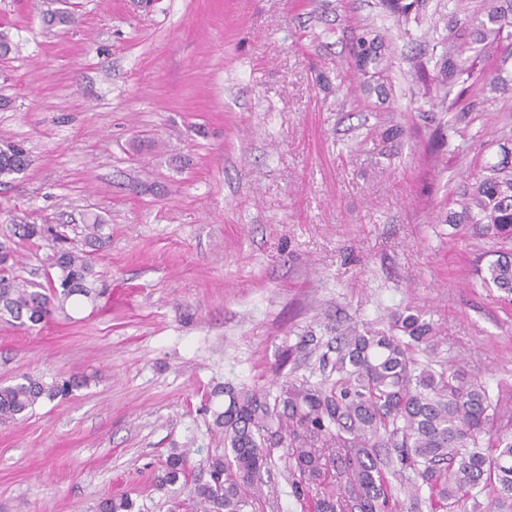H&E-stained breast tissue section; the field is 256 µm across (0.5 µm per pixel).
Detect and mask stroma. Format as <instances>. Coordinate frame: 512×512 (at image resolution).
Here are the masks:
<instances>
[{
  "instance_id": "stroma-1",
  "label": "stroma",
  "mask_w": 512,
  "mask_h": 512,
  "mask_svg": "<svg viewBox=\"0 0 512 512\" xmlns=\"http://www.w3.org/2000/svg\"><path fill=\"white\" fill-rule=\"evenodd\" d=\"M47 27L31 0H0V137L32 164L0 184V243L43 281L47 240L18 224L106 222L98 304L33 330L0 321V385L84 375L88 387L0 424V512H191L158 488L167 455L195 469L222 451L228 386H272L284 346L420 315L439 357L512 400V305L481 285L485 241L444 217L471 172L512 152L503 103L431 107L413 71L435 64L440 17L419 0L402 27L382 0H66ZM385 37V78L352 65L362 28ZM449 126L440 156L427 151Z\"/></svg>"
}]
</instances>
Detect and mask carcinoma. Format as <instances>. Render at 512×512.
<instances>
[{"mask_svg":"<svg viewBox=\"0 0 512 512\" xmlns=\"http://www.w3.org/2000/svg\"><path fill=\"white\" fill-rule=\"evenodd\" d=\"M397 23L408 24L412 0H383ZM48 26L69 27L65 9H46ZM437 71L429 77L448 103L445 110L471 112L480 105L478 88L497 87L502 77H474L477 48L500 47L512 40V0H476L463 18H452ZM382 39L363 30L353 50L355 67L381 78L391 61ZM29 166L25 150L0 142V177ZM445 219L459 229L498 246L497 258L481 270L482 284L501 292L512 304V163L504 158L472 176L459 203ZM98 216L84 225L85 244L103 240ZM26 239L53 237L58 243L50 266L60 275L47 284L18 278L11 252L0 249V320L37 326L80 296L92 303L107 295L93 287L91 252L65 247L64 235L48 224H19ZM315 338L302 336L281 354L276 392L258 388H225L228 405L217 415L224 425V451L206 459L209 480L193 487L198 512H264L272 500L270 471L280 461L291 494L301 512H398L391 490L395 478L411 505L427 492L429 512H458L468 498L488 493L492 509L512 506V404L492 396L481 377L452 369L437 359L438 337L414 314L393 318L391 331L348 329L335 337L336 346L319 358L318 371L296 375L283 370L288 362L313 353ZM335 357H329L330 352ZM81 376L45 382L24 375L0 386V423L24 418L42 400L64 398L88 386ZM507 418V426L498 421ZM190 476L186 449L167 457L158 486L174 485ZM128 498H104L98 512H133Z\"/></svg>","mask_w":512,"mask_h":512,"instance_id":"cac0c4a2","label":"carcinoma"}]
</instances>
